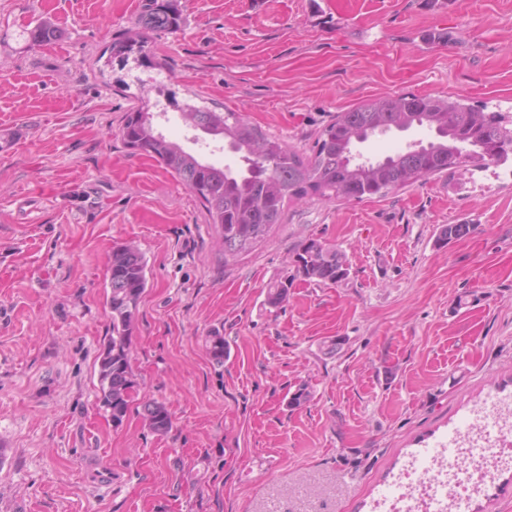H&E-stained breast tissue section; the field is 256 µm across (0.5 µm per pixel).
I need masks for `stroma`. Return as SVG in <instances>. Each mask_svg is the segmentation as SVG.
Here are the masks:
<instances>
[{
	"mask_svg": "<svg viewBox=\"0 0 512 512\" xmlns=\"http://www.w3.org/2000/svg\"><path fill=\"white\" fill-rule=\"evenodd\" d=\"M144 4L0 0V512H374L426 449L512 408V160L290 203L267 241L228 259L194 194L126 148L122 117L162 104L160 129L186 145L183 108L229 109L307 152L376 97L512 113V0H178L180 30L113 56ZM40 23L56 35L35 45ZM433 138L414 127L358 149L377 160ZM463 221L476 232L438 243ZM308 238L345 254L347 279L296 278ZM125 243L148 285L136 401L116 425L97 357ZM287 276V301L268 306ZM302 384L310 400L289 407ZM148 399L168 407L167 434L147 427ZM468 512H512V460Z\"/></svg>",
	"mask_w": 512,
	"mask_h": 512,
	"instance_id": "35a3bbf8",
	"label": "stroma"
}]
</instances>
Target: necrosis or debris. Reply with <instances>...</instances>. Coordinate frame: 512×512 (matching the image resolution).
I'll use <instances>...</instances> for the list:
<instances>
[{
	"mask_svg": "<svg viewBox=\"0 0 512 512\" xmlns=\"http://www.w3.org/2000/svg\"><path fill=\"white\" fill-rule=\"evenodd\" d=\"M512 441V425H469L454 438L452 451L422 457L386 497V512H464L475 490L492 476L504 445Z\"/></svg>",
	"mask_w": 512,
	"mask_h": 512,
	"instance_id": "obj_1",
	"label": "necrosis or debris"
}]
</instances>
